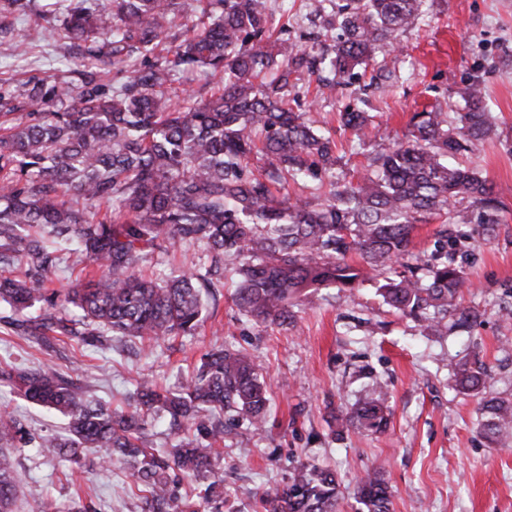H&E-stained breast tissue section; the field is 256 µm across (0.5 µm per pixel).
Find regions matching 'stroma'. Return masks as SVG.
I'll use <instances>...</instances> for the list:
<instances>
[{"instance_id":"obj_1","label":"stroma","mask_w":512,"mask_h":512,"mask_svg":"<svg viewBox=\"0 0 512 512\" xmlns=\"http://www.w3.org/2000/svg\"><path fill=\"white\" fill-rule=\"evenodd\" d=\"M336 3L272 0V7L287 11L290 41L309 47L335 15ZM14 27L29 53L16 58L13 36L0 39L1 89L67 69L54 21L29 16ZM389 61L404 76L396 88H371L360 98L339 86L302 101L314 128L335 139L338 170L346 179H357L371 153L403 139L414 113L435 104L460 111L458 92L472 82L482 85L499 129L512 130V0H422ZM362 104L375 118L360 141L343 129L339 114ZM467 160L503 204L496 238L468 244L472 288L465 300L484 313L470 332L425 335L417 321L385 304L372 282L350 292L307 289L294 307L293 325L264 327L238 314L228 277L216 292L213 317L197 335L175 336L153 348L127 343L102 351L53 333L38 341L14 329L12 309L0 302V364L55 366L76 386L123 410L141 382L177 390L204 353L246 350L261 363L270 415L262 432L243 422L224 425L217 459L224 512H263L262 491L286 486L303 462L335 470L342 512H355L356 483L368 471L380 472L392 487V512H512V446L489 443L479 411L481 399H512V320L497 314L504 287L512 284V137L478 143ZM461 360L488 368L480 392L457 386L453 368ZM375 389L389 408L386 430L343 426L357 401ZM0 404L35 434L65 432L61 414L27 402L1 379ZM12 458L22 475L17 512L40 502L52 512H141L133 462L106 471L93 465L69 480L58 458L35 448Z\"/></svg>"}]
</instances>
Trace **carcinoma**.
I'll use <instances>...</instances> for the list:
<instances>
[{"label":"carcinoma","mask_w":512,"mask_h":512,"mask_svg":"<svg viewBox=\"0 0 512 512\" xmlns=\"http://www.w3.org/2000/svg\"><path fill=\"white\" fill-rule=\"evenodd\" d=\"M31 0H0L3 20L25 16ZM422 0H343L327 27L342 35L331 52L309 50L274 36L268 0H68L60 19L63 48L78 47L97 63L78 79L59 76L13 86L0 112V261L24 278L0 275V302L17 315L16 328L38 339L47 332L90 346L139 341L155 346L193 336L207 318L202 289L236 280L238 313L257 324L286 325L306 288L350 290L379 277L383 301L424 322L434 334L475 322L464 304L471 288L464 243L490 240L503 207L492 186L457 161L495 133L482 89L459 91V123L440 105L417 112L405 139L381 148L357 181L336 177L335 144L313 129L292 76L305 69L325 88L352 86L372 69L381 87L399 83L385 59L414 24ZM192 13L181 36L170 35L178 13ZM124 74L111 90L108 68ZM204 71L223 84L206 100L182 97L179 73ZM345 128L365 136L371 116L348 108ZM262 163L264 175L251 171ZM312 182L318 195L291 199L272 187ZM479 210L468 229L467 209ZM444 220L433 249L412 252L416 223ZM198 248L194 271L146 278L141 265L156 253ZM357 254L360 263L349 257ZM94 268L69 288H46L63 260ZM72 306L65 314L29 316L36 306ZM256 359L224 349L205 353L182 389L143 384L125 411L78 392L56 368H0L26 400L63 415L66 435L44 436L38 448L81 465L91 448L104 451L101 469L121 458L137 464L135 483L146 512H177V475L214 473L224 427L202 418L234 413L256 431L267 425V398ZM485 369L455 365L462 388L480 387ZM480 427L490 441L512 439V401L480 402ZM196 424L197 435L168 451H152L148 416ZM349 426L387 425L381 396L361 398ZM32 442L20 421L0 410V512H15L20 475L11 454ZM357 512H391L393 491L378 472L357 483ZM336 472L303 463L291 483L260 495L264 512H340Z\"/></svg>","instance_id":"carcinoma-1"}]
</instances>
